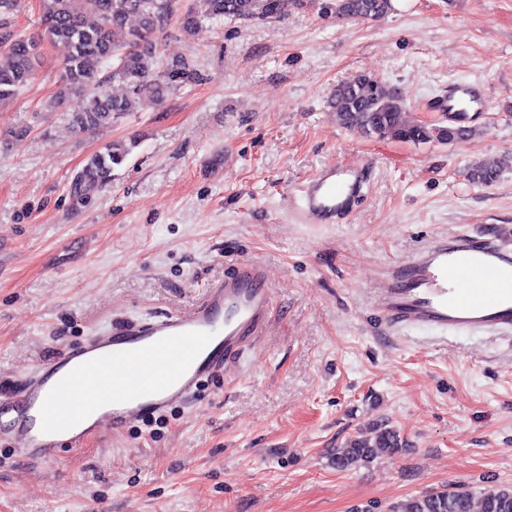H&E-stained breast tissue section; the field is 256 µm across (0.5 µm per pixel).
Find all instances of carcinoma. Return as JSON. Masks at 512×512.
Here are the masks:
<instances>
[{
    "label": "carcinoma",
    "instance_id": "cac0c4a2",
    "mask_svg": "<svg viewBox=\"0 0 512 512\" xmlns=\"http://www.w3.org/2000/svg\"><path fill=\"white\" fill-rule=\"evenodd\" d=\"M287 0H195L182 16L183 29L194 28L201 20H241L263 22L279 17ZM41 22L51 43L66 48L62 60L64 85L60 98L76 100L70 122L79 132L99 130L111 125L144 97L160 98L162 85L192 79L187 61L177 59L162 73L153 71L157 61L155 35L166 28L176 11V0H41ZM391 0H334L330 9L339 19L376 20L391 10ZM93 14L97 21L87 22ZM138 21L127 40H115L130 19ZM0 98L15 95L36 76L40 51L36 43L14 33L9 22L0 20ZM110 69L103 79L98 68ZM120 81L130 89L127 97H115L106 88L108 81ZM331 107L340 113L344 124L366 134L425 143L433 140L453 143L472 133L458 127H430L405 119L403 99L396 88L371 74L358 73L338 84ZM135 143H110L95 153L74 175L70 183L73 196L89 201L112 180ZM500 173L496 161H486L470 170V178L485 185L495 182ZM403 447L397 430L379 424L350 439L336 452L333 464L348 469L368 463L381 453L391 454ZM468 492L455 490L414 497L395 512H471ZM481 512H512V488L492 486L484 490Z\"/></svg>",
    "mask_w": 512,
    "mask_h": 512
}]
</instances>
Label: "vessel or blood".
<instances>
[{
	"label": "vessel or blood",
	"mask_w": 512,
	"mask_h": 512,
	"mask_svg": "<svg viewBox=\"0 0 512 512\" xmlns=\"http://www.w3.org/2000/svg\"><path fill=\"white\" fill-rule=\"evenodd\" d=\"M478 101L475 84L455 83L449 121L463 124ZM365 185L363 167L325 166L304 187L302 209L312 223H333L353 210ZM371 304L394 328L512 329V230L492 225L430 241L390 268ZM270 308L264 268L234 265L189 311L113 329L53 358L28 384L22 408L0 399V437L26 458L53 463L105 427L163 412L262 336Z\"/></svg>",
	"instance_id": "1"
}]
</instances>
